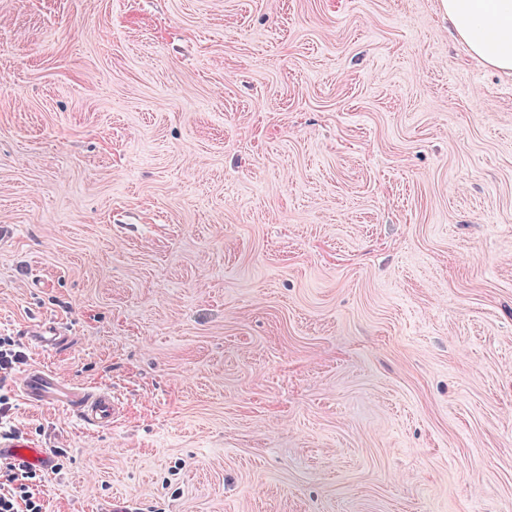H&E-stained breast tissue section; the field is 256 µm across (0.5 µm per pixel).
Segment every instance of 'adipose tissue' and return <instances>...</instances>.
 I'll return each mask as SVG.
<instances>
[{
    "label": "adipose tissue",
    "mask_w": 512,
    "mask_h": 512,
    "mask_svg": "<svg viewBox=\"0 0 512 512\" xmlns=\"http://www.w3.org/2000/svg\"><path fill=\"white\" fill-rule=\"evenodd\" d=\"M454 35L484 66L512 73V0H441Z\"/></svg>",
    "instance_id": "ef3b65f1"
}]
</instances>
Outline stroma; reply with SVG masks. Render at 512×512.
<instances>
[{
  "instance_id": "stroma-1",
  "label": "stroma",
  "mask_w": 512,
  "mask_h": 512,
  "mask_svg": "<svg viewBox=\"0 0 512 512\" xmlns=\"http://www.w3.org/2000/svg\"><path fill=\"white\" fill-rule=\"evenodd\" d=\"M43 512H512V76L440 0H0V336ZM16 387L29 403L70 411L88 427L112 426V419L119 413L110 388L80 389L41 367L24 370L16 379Z\"/></svg>"
}]
</instances>
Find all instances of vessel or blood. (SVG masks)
I'll return each mask as SVG.
<instances>
[{
  "mask_svg": "<svg viewBox=\"0 0 512 512\" xmlns=\"http://www.w3.org/2000/svg\"><path fill=\"white\" fill-rule=\"evenodd\" d=\"M16 387L29 403L72 412L90 427L111 426L118 412L117 399L111 389L84 390L40 367L24 370L16 380ZM1 459L15 460L33 468H45L51 462L48 449L4 436H0Z\"/></svg>",
  "mask_w": 512,
  "mask_h": 512,
  "instance_id": "1",
  "label": "vessel or blood"
}]
</instances>
